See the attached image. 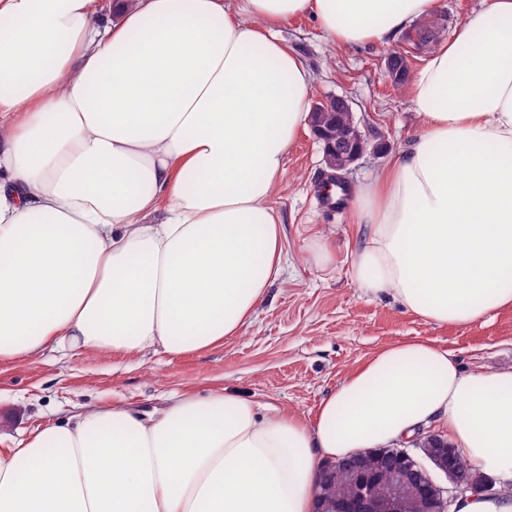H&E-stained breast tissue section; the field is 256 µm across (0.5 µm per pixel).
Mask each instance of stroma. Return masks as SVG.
<instances>
[{
    "label": "stroma",
    "instance_id": "1",
    "mask_svg": "<svg viewBox=\"0 0 512 512\" xmlns=\"http://www.w3.org/2000/svg\"><path fill=\"white\" fill-rule=\"evenodd\" d=\"M279 31L313 75L311 103L336 95L350 100L370 147L345 180L355 188L369 182L389 159L408 149L421 128L408 89H394L386 75L388 45L332 46L308 16L288 19ZM328 173L321 144L312 130L302 131L272 198L283 221L288 264L239 335L183 355L48 350L0 362V438H26L67 415L114 401L149 413L173 395L224 387L311 416L353 367L401 340L446 347L467 370L511 369L512 307L452 327L425 321L392 299L371 297L358 287L348 256L368 229L354 223L350 209L322 205ZM319 235L330 239L335 254L325 268L311 263L307 254Z\"/></svg>",
    "mask_w": 512,
    "mask_h": 512
}]
</instances>
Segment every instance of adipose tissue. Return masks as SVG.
<instances>
[{
	"label": "adipose tissue",
	"instance_id": "adipose-tissue-1",
	"mask_svg": "<svg viewBox=\"0 0 512 512\" xmlns=\"http://www.w3.org/2000/svg\"><path fill=\"white\" fill-rule=\"evenodd\" d=\"M439 0H0V360L180 355L238 335L285 271L271 203L312 75L276 27L388 43ZM411 147L355 190L354 281L466 327L512 307V0L409 82ZM512 485V369L386 345L313 417L224 389L77 413L0 448V512H317L322 465L427 427Z\"/></svg>",
	"mask_w": 512,
	"mask_h": 512
}]
</instances>
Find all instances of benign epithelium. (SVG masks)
<instances>
[{
	"label": "benign epithelium",
	"instance_id": "1",
	"mask_svg": "<svg viewBox=\"0 0 512 512\" xmlns=\"http://www.w3.org/2000/svg\"><path fill=\"white\" fill-rule=\"evenodd\" d=\"M323 143L325 162L338 172L349 169L364 151L359 149L363 138L355 128L333 139L318 127H313ZM411 448L360 453L323 467L319 484L328 486L336 472L352 478L356 495L348 500H320V512H447L456 493L461 490L489 492L496 480L471 469L459 452L448 442L433 435L417 437ZM389 473L385 484L378 481L379 473Z\"/></svg>",
	"mask_w": 512,
	"mask_h": 512
}]
</instances>
